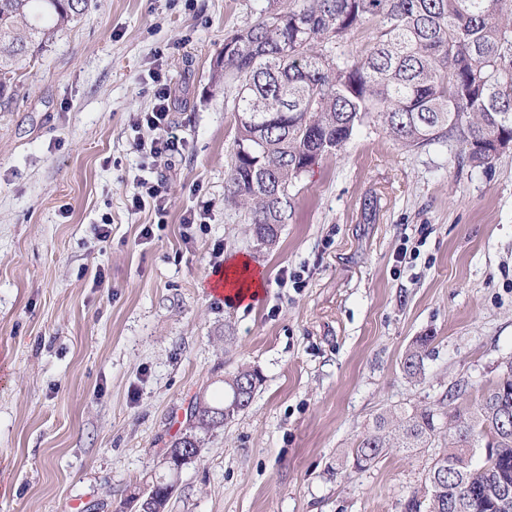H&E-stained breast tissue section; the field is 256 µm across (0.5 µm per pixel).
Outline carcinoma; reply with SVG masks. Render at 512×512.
I'll list each match as a JSON object with an SVG mask.
<instances>
[{"mask_svg": "<svg viewBox=\"0 0 512 512\" xmlns=\"http://www.w3.org/2000/svg\"><path fill=\"white\" fill-rule=\"evenodd\" d=\"M87 0H0V99L9 98L19 62L83 14ZM373 26L361 54L351 36ZM215 78L235 89L236 132L225 174V201L245 211L251 235L276 244L293 216L290 188L318 160L335 154L367 123L406 150L455 141L458 158L487 167L512 150V0H266L257 21L224 38ZM432 337L418 336L402 362L424 375ZM244 398L228 413V394ZM261 382L255 370L224 379L216 403H196V423L166 450L200 448L197 431L221 428L246 410ZM441 442L423 499L405 512H512L498 498L512 484V362L480 397L457 386L448 403L381 412L347 452L366 470L388 451L415 452ZM493 449L485 459L478 449ZM162 475L140 501L165 512Z\"/></svg>", "mask_w": 512, "mask_h": 512, "instance_id": "1", "label": "carcinoma"}]
</instances>
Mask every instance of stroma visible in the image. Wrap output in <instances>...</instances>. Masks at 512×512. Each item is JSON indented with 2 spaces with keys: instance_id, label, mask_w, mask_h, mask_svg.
Returning a JSON list of instances; mask_svg holds the SVG:
<instances>
[{
  "instance_id": "stroma-1",
  "label": "stroma",
  "mask_w": 512,
  "mask_h": 512,
  "mask_svg": "<svg viewBox=\"0 0 512 512\" xmlns=\"http://www.w3.org/2000/svg\"><path fill=\"white\" fill-rule=\"evenodd\" d=\"M263 4L88 0L0 105V512H134L195 397L245 368L251 405L203 435L166 512H404L434 449L355 471L346 448L384 409L481 395L512 357V151L473 168L365 127L296 181L271 248L225 203L235 114L214 73ZM161 86L186 147L147 170ZM141 176L165 217L132 209ZM231 254L262 270L256 300L206 288ZM425 335L415 381L401 362Z\"/></svg>"
}]
</instances>
